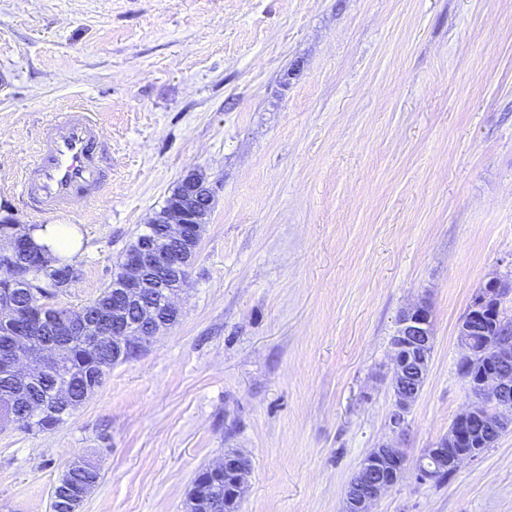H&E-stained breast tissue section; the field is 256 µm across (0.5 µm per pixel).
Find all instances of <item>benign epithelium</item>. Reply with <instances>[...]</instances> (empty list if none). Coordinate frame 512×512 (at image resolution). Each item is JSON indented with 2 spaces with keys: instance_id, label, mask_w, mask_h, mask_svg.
Listing matches in <instances>:
<instances>
[{
  "instance_id": "7a95c632",
  "label": "benign epithelium",
  "mask_w": 512,
  "mask_h": 512,
  "mask_svg": "<svg viewBox=\"0 0 512 512\" xmlns=\"http://www.w3.org/2000/svg\"><path fill=\"white\" fill-rule=\"evenodd\" d=\"M205 220L206 215L196 205L194 195L184 197L156 216L153 222L162 225L163 237L156 241L150 239L126 254L122 280L113 286L112 305L103 307L93 320H86L80 310L61 319L44 314L34 318L9 299L1 301L0 315L13 321L16 331L12 340L0 347V367L15 378L58 369L59 361L52 349L33 340V337L51 331L78 338L81 345L93 354L102 350L110 336L112 345L120 346L116 361H124L130 350L141 346L142 339L152 340L162 332L153 324L130 323L124 312L125 302L139 295L144 278L150 274L154 277L160 305L168 313H179L175 298L182 289L168 288L164 281L175 277L183 285H188L193 262L177 248V244L197 232ZM2 241L5 245H0V265L10 270L9 284L28 286L30 261L46 259L45 252L8 214L0 217ZM511 294V280L488 279L472 298L459 323L461 362L468 366L480 358L487 362V367L477 378H467L468 408L458 414L448 434L435 447L428 449L429 462L417 465L416 477L422 482L436 479L449 448L476 435L489 444L493 436H499L512 427V344L501 341L497 336L486 335L485 329V313L491 308H499ZM391 345L395 404L389 422L392 433L402 436L407 426L408 410L430 368L433 332L427 303L420 302L400 313ZM406 465V457L397 448L382 445L373 449L348 484L345 512H372V505L402 479ZM250 469V460L243 454L226 456L207 467L209 473L224 476V500L210 501L209 509L213 512L221 508L224 512H237ZM94 487L95 484L90 483L67 486L62 491L55 488L52 506L64 512H80L84 499Z\"/></svg>"
}]
</instances>
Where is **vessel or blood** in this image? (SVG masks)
Masks as SVG:
<instances>
[{
	"label": "vessel or blood",
	"instance_id": "b4317fda",
	"mask_svg": "<svg viewBox=\"0 0 512 512\" xmlns=\"http://www.w3.org/2000/svg\"><path fill=\"white\" fill-rule=\"evenodd\" d=\"M112 143L83 108L74 106L45 125L21 193L40 215L69 214L73 204L92 203L110 172Z\"/></svg>",
	"mask_w": 512,
	"mask_h": 512
}]
</instances>
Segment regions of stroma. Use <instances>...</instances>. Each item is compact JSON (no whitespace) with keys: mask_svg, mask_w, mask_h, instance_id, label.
Segmentation results:
<instances>
[{"mask_svg":"<svg viewBox=\"0 0 512 512\" xmlns=\"http://www.w3.org/2000/svg\"><path fill=\"white\" fill-rule=\"evenodd\" d=\"M80 104L112 180L64 217L79 309L189 171L214 189L178 323L50 432L0 430V512H183L235 449L239 512H344L379 444L408 468L373 512H512V430L450 479L413 468L468 404L457 327L512 276V0H0V209L43 121ZM432 361L393 435L391 339L418 302ZM70 466V461L65 464L59 480L68 479L74 486L65 487L63 493H60L59 489L53 488L51 503L55 511L57 506L58 511L62 509L64 512H79L84 499L97 483L76 484L84 483L92 477L100 480L102 475L101 466L96 462H93V465L90 466L89 469L91 472L79 468H70Z\"/></svg>","mask_w":512,"mask_h":512,"instance_id":"stroma-1","label":"stroma"}]
</instances>
